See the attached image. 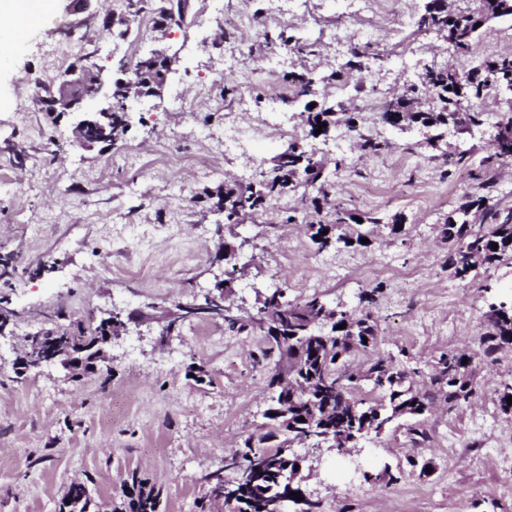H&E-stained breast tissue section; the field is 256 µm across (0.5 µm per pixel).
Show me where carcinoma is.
Returning a JSON list of instances; mask_svg holds the SVG:
<instances>
[{
    "instance_id": "carcinoma-1",
    "label": "carcinoma",
    "mask_w": 512,
    "mask_h": 512,
    "mask_svg": "<svg viewBox=\"0 0 512 512\" xmlns=\"http://www.w3.org/2000/svg\"><path fill=\"white\" fill-rule=\"evenodd\" d=\"M436 0H428L418 26L426 31L443 33L449 41L464 40L466 49L480 36V29L467 12L454 16L441 15L435 8ZM375 58L366 49L355 46L350 57L342 65L344 69L369 71V60ZM502 92L512 90V55L487 57L467 72L431 67L419 77V83L403 91L394 103L383 112L382 119L392 126L393 109L400 107L407 98L420 94L428 101V111L418 112L414 119L432 128V140L439 143L448 133V126L467 131L482 121L483 112L470 103L465 108L457 106L460 98H478L490 89ZM504 159L512 160V138L490 141L483 158L486 166L499 164ZM304 176L303 187L316 189L311 205L317 214L316 221L309 224L314 243L327 249L337 243L350 244V240L363 238L348 232V220L354 215L344 213L340 206L332 205L330 192L335 187L334 174L327 163L314 159L313 155L295 144L288 146V157L280 158L273 168L261 173L264 192H256L252 186L224 192L216 209L224 213L227 221L241 214L263 212L271 202L286 189L293 186V179ZM474 208L482 212L490 223L475 226L466 223L465 211ZM442 238L453 243L448 251V268L455 276L468 277L480 267L494 264L501 256L512 254V212L500 217V210L490 203V196H478L448 212L439 225ZM497 244L492 249L491 244ZM326 306L320 296L315 295L300 303L288 306V315L281 320V327L288 331L290 339L279 340L272 335V327L266 325L262 315L254 320L266 329L268 350L277 359L267 371L266 386L275 391L279 372L288 367V389H309L308 398L319 402L326 410L313 418L306 411V404L299 399L288 400L291 422L282 426L277 417L266 410L264 418L269 420L266 430L256 437L244 440L243 447L235 451L244 465L238 467L236 475L227 480L224 472L210 475L208 501L224 503V512H280L279 501L288 500L290 512H321L318 501L304 499L300 502L291 493L301 491L294 482L297 458L284 453L292 444L305 441L318 443L327 441L338 431L356 427L357 437L369 432L380 433L384 426L401 413L416 418L409 429L412 439H425L418 417L429 412L436 400L442 399L453 409L473 397L475 385L473 374L478 364L493 362L505 346H512V306L498 311L496 319L489 325L486 335L480 337L479 350L473 354L448 352L438 358L426 388L417 387L412 375L396 369L387 358L377 357L366 361L363 369L350 367V359L357 352L373 350L378 345V326L370 311L360 313L331 308L325 332L308 325L307 315L316 308ZM346 328L340 329L338 325ZM47 340L64 339L72 343L89 344L94 339V330L77 322L66 327L52 326L40 330ZM371 385L370 392L378 393L376 399L355 395L360 383ZM159 493L137 473L131 474L129 490L113 512H159Z\"/></svg>"
}]
</instances>
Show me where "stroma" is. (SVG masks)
<instances>
[{
	"instance_id": "obj_1",
	"label": "stroma",
	"mask_w": 512,
	"mask_h": 512,
	"mask_svg": "<svg viewBox=\"0 0 512 512\" xmlns=\"http://www.w3.org/2000/svg\"><path fill=\"white\" fill-rule=\"evenodd\" d=\"M164 3L142 0L136 13L129 0H54L40 28L0 66V258L15 268L0 281V309L12 313L0 332V512H61L74 481L86 485L96 512H111L134 472L159 491L160 512H199L208 475L263 431V332L195 322L160 346L154 324L132 325L110 346L109 371L77 380L56 364L18 376L22 337L58 313L92 327L115 311L156 317L224 280L233 290L230 311L243 319L276 287L292 302L320 295L344 309L358 308L360 291L372 289L379 353L421 384L441 352L477 350L490 304L512 302V258L459 279L437 231L448 211L480 193L485 177L494 203L512 211V165L489 173L479 167L501 109L483 98L482 125L464 133L449 127L436 149L427 129L400 131L380 119L386 102L416 84L425 67L467 70L485 56L512 53V18L492 21L463 58L434 32L417 30L399 42L400 23L418 19L426 0H396L393 13L354 27V42H373L382 54L371 74L336 82L331 75L350 50L335 48L329 35L347 16L345 0H296L276 20L261 17L264 0H185L183 23L161 31L155 21ZM242 18L254 24L227 68L218 34ZM73 36L78 47L62 61L48 55ZM158 41L177 54L160 96L135 105L115 145L73 146L78 116L52 111L49 93L84 66L113 81L120 61L138 60ZM270 69L283 86L289 74L313 76V93L274 104L258 90L245 108L239 95L225 94V85L258 81ZM37 81L44 90L35 95ZM309 102L319 112L336 110L339 121L327 135L312 137L301 122L287 142L255 135L270 106L297 118ZM228 112L246 148L213 151L209 135ZM361 133L389 149L361 155ZM291 141L336 165L344 207L380 217L360 227L368 245L318 250L307 230L313 209L297 191L239 224L225 223L213 207L211 195L258 182ZM464 149L473 164L448 169L446 152ZM171 152L199 164L166 167L162 156ZM291 210L296 221L288 224ZM396 216L404 219L399 235L388 227ZM227 242L237 250L231 263L222 258ZM475 373L468 403L427 414L424 443L411 440V420L402 417L347 455L324 443L293 445L288 453L300 459L305 494L323 512L346 505L352 512H512V413L498 403L502 382L512 380V348ZM410 457L431 462V472H407ZM385 467L398 481L362 477Z\"/></svg>"
}]
</instances>
